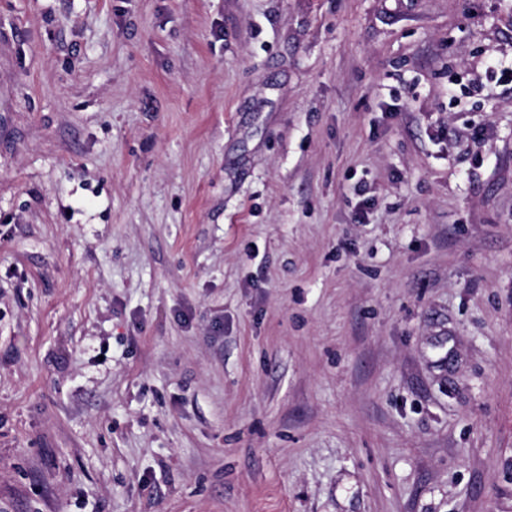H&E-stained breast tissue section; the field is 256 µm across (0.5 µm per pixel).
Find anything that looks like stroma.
Listing matches in <instances>:
<instances>
[{"label": "stroma", "mask_w": 512, "mask_h": 512, "mask_svg": "<svg viewBox=\"0 0 512 512\" xmlns=\"http://www.w3.org/2000/svg\"><path fill=\"white\" fill-rule=\"evenodd\" d=\"M512 0H0V512H512Z\"/></svg>", "instance_id": "1"}]
</instances>
